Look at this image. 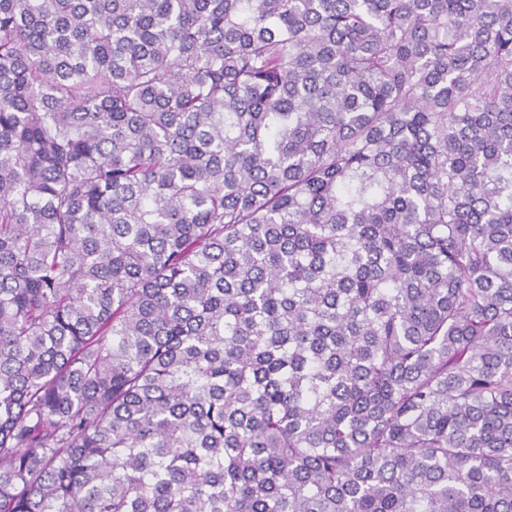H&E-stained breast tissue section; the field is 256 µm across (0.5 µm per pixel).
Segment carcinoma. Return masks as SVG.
<instances>
[{
    "instance_id": "cac0c4a2",
    "label": "carcinoma",
    "mask_w": 512,
    "mask_h": 512,
    "mask_svg": "<svg viewBox=\"0 0 512 512\" xmlns=\"http://www.w3.org/2000/svg\"><path fill=\"white\" fill-rule=\"evenodd\" d=\"M0 512H512V0H0Z\"/></svg>"
}]
</instances>
